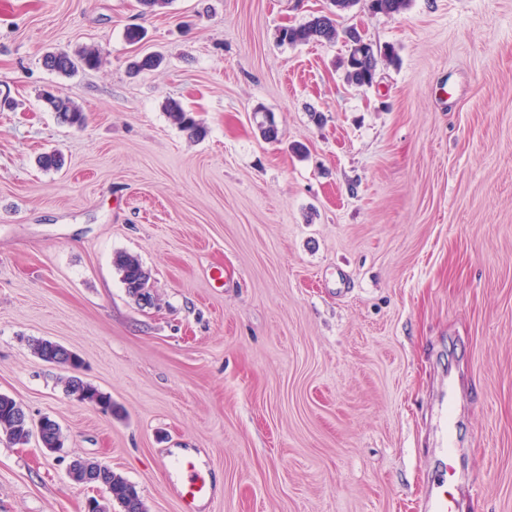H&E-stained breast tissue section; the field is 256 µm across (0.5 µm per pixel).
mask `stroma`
<instances>
[{
  "mask_svg": "<svg viewBox=\"0 0 512 512\" xmlns=\"http://www.w3.org/2000/svg\"><path fill=\"white\" fill-rule=\"evenodd\" d=\"M332 9L0 0V393L64 437L54 455L0 435V512H86L78 457L181 512L182 451L214 482L203 512H421L450 384L457 512H512V0H359L339 26L398 56L369 87L345 81L343 42L277 38ZM89 47L98 69L43 65ZM147 53L163 65L131 72ZM56 90L85 128L57 122ZM38 339L115 414L67 395ZM165 111L169 114L172 121L190 137H198L202 130L192 115L191 111L185 109L175 100H167L164 105ZM114 263L129 295L135 298L137 302L140 301L139 297L142 294L139 291L149 283L150 276L148 272L136 257L126 253L118 254ZM65 348L63 345L48 339H39L33 344L34 353L41 360L47 363L55 361L71 370L72 375L68 376L65 381V387L68 392L78 394L79 400L94 406H102L104 409L110 410L112 414V398L90 383L85 382L78 375L83 361L74 351H71V356L67 355Z\"/></svg>",
  "mask_w": 512,
  "mask_h": 512,
  "instance_id": "1",
  "label": "stroma"
}]
</instances>
